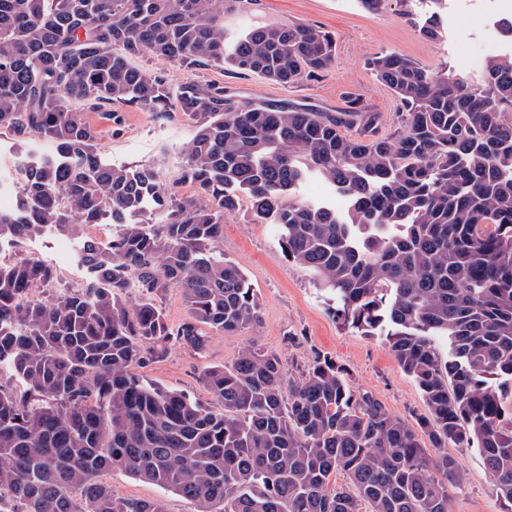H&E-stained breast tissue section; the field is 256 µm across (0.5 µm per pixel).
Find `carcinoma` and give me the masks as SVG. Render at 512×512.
<instances>
[{
	"label": "carcinoma",
	"instance_id": "1",
	"mask_svg": "<svg viewBox=\"0 0 512 512\" xmlns=\"http://www.w3.org/2000/svg\"><path fill=\"white\" fill-rule=\"evenodd\" d=\"M240 2L0 0V128L50 147L25 167L17 207L0 210V243L47 228L80 238L107 218L116 229L83 245L80 288L36 257L0 261V376L15 381L0 383V512H167L161 499L115 496L114 469L197 512H359L362 501L449 512L450 442L476 445L512 504V54L476 80L375 56L405 112L389 135L360 105L238 103L132 63L148 54L285 85L332 66L335 38L320 26L227 31L224 8ZM420 32L442 37L437 15ZM128 109L192 120L178 180L198 198L103 159L91 115L120 126ZM314 176L344 211L296 196ZM243 197L337 318L388 340L429 409L418 427L321 355L296 380L248 346L204 370L211 406L139 373L175 343L203 350L206 327L259 326L254 288L217 246ZM172 286L188 307L177 326L155 303Z\"/></svg>",
	"mask_w": 512,
	"mask_h": 512
}]
</instances>
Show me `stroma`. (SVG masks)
I'll return each instance as SVG.
<instances>
[{
	"label": "stroma",
	"mask_w": 512,
	"mask_h": 512,
	"mask_svg": "<svg viewBox=\"0 0 512 512\" xmlns=\"http://www.w3.org/2000/svg\"><path fill=\"white\" fill-rule=\"evenodd\" d=\"M433 9L432 0H388L378 14L364 11L357 0H252L242 11L225 14L224 25L231 31L247 25L315 24L334 35L333 66L295 85L219 66L188 69L146 56L135 58L134 63L165 71L176 84L195 81L223 86L240 103H291L333 113L358 102L376 112L381 133L390 134L400 126L401 108L392 91L368 68L369 58L392 52L433 73L446 69L475 76L488 57L512 51V40L501 29L482 23L485 15L503 14L499 0H448L443 14L447 35L438 40L424 38L419 31ZM99 126L104 130L101 151L109 162L150 167L163 187L184 198L197 196L195 185L176 179L182 149L195 134L187 117L131 109L119 132H108L104 120ZM80 246L79 240L49 232L12 247L10 255L38 257L75 287L85 279L76 259ZM222 247L255 290L261 306L259 326L236 334L210 332L207 348L200 354L172 345L145 369L148 380L207 404L212 396L201 379L205 367L232 365L246 346L253 345L278 356L294 377L316 355L328 356L350 371L354 388L371 392L393 415L412 425L427 416L419 387L399 367L385 337L367 336L342 325L308 273L283 255L272 225L253 222L248 201H241L237 212L225 217ZM447 452L460 475L448 487L450 512H507L480 450L452 444ZM106 480L116 496L160 498L167 512H196L194 503L125 471H112Z\"/></svg>",
	"instance_id": "stroma-1"
}]
</instances>
